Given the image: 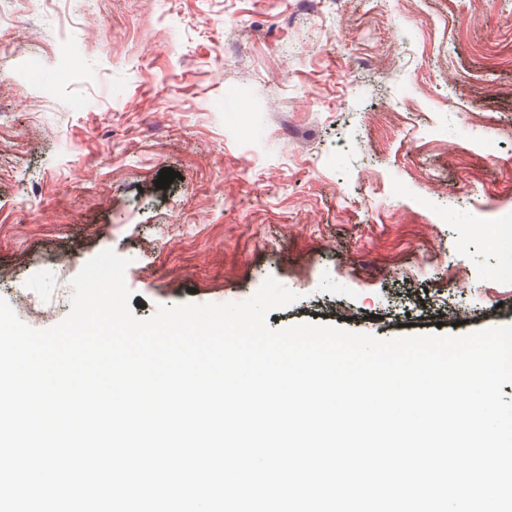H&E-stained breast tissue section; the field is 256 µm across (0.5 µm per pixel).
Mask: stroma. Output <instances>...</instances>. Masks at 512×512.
Instances as JSON below:
<instances>
[{"label":"stroma","mask_w":512,"mask_h":512,"mask_svg":"<svg viewBox=\"0 0 512 512\" xmlns=\"http://www.w3.org/2000/svg\"><path fill=\"white\" fill-rule=\"evenodd\" d=\"M0 13V298L24 323L61 322L111 249L142 319L272 277L301 296L274 329L512 324V263L486 236L512 225V0Z\"/></svg>","instance_id":"obj_1"}]
</instances>
